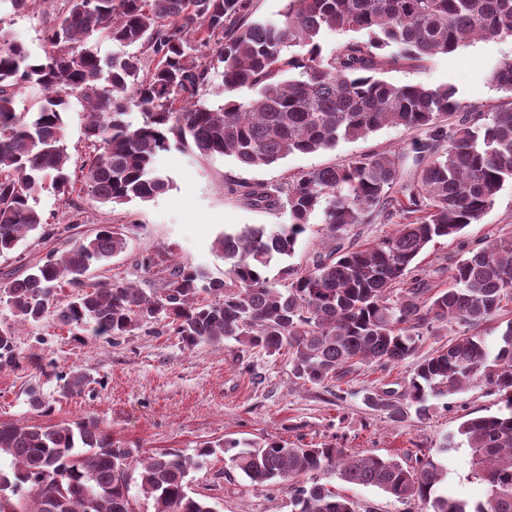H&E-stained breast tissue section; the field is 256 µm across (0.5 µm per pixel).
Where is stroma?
<instances>
[{"label":"stroma","instance_id":"1","mask_svg":"<svg viewBox=\"0 0 512 512\" xmlns=\"http://www.w3.org/2000/svg\"><path fill=\"white\" fill-rule=\"evenodd\" d=\"M55 16L53 5L42 0L27 12L0 7V29L18 37L33 55L44 56L45 30ZM512 61V36L493 41L476 40L448 54L421 63L389 66L385 80L396 84H421L454 88L461 105L491 111L512 100V93L492 84L488 75L499 63ZM64 143L72 157H85L90 143L85 136L87 108L70 98L63 114ZM420 131L385 127L368 137L340 142L336 148L311 154H292L278 163L246 167L233 158L197 159L173 149L157 162L170 180L169 188L147 202L111 208L74 192L70 201L41 190L37 209L60 234L42 239L28 234L15 251L0 256V283L24 271L52 252H63L75 240L102 224H138L128 248L96 271V279L122 280L145 291L159 286L156 276L145 273L142 254L167 248L177 262L204 269L210 277L223 278L227 266L213 246L223 231L247 224H283L287 215L257 210L228 192L227 181L238 180L278 185L303 170L338 167L374 152H401L420 138ZM512 235V182H506L494 205L478 223L465 228L461 237L431 243L417 258L414 275L435 293L451 283L450 273L469 250L495 238ZM326 228L309 225L292 256L272 261L266 276L276 285L287 282L286 270L300 273L313 257L324 251ZM0 329L13 331L15 364L0 365V421L29 424L95 421L114 439L140 453L176 449L193 455L205 444L227 440L261 443L277 440L288 444H332L367 455L392 457L402 453L438 451L448 469V492L471 499L483 498V485L470 476V451L453 448L439 452L443 438L456 432L467 418L496 412L501 396L481 384L444 399L430 400L425 419L409 416L402 424L391 423L363 402L366 390L379 383L402 390L418 360L457 336L469 326L448 322L424 332L413 357L381 372L362 367L349 375L341 392L302 384L284 357L228 340L219 345L187 348L172 330L148 324L129 335L109 338L84 329H69L47 314L33 324H18L5 300L0 299ZM81 371L91 382L78 394L59 390L62 375ZM38 389L50 402L51 412L40 415L29 404L30 389ZM324 483L354 500L357 512H407L406 505L375 487L346 484L325 475ZM193 491L203 494L212 512H290L287 487L262 491L238 472H226L224 454L203 459L190 475Z\"/></svg>","mask_w":512,"mask_h":512}]
</instances>
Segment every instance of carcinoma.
Returning <instances> with one entry per match:
<instances>
[{"mask_svg":"<svg viewBox=\"0 0 512 512\" xmlns=\"http://www.w3.org/2000/svg\"><path fill=\"white\" fill-rule=\"evenodd\" d=\"M349 38L324 51L327 35ZM512 35V0H284L279 18L255 15L253 0H63L46 35L45 57L0 30V255L31 232L51 229L36 208L47 183L69 200L75 182L64 146L62 114L76 96L89 108L85 135L94 147L81 167L82 187L97 202L150 201L170 178L157 168L173 148L194 157L228 156L243 166H270L290 154L336 148L384 126L418 129L419 165L402 179L405 155L372 153L341 167L302 171L284 184L232 181L248 205L288 215L285 224L245 225L215 242L229 281L173 262L168 252L143 256L161 287L147 294L114 280L91 282L90 270L124 252L138 224H103L61 253H51L0 284L17 322L49 309L65 326L96 336H124L164 324L184 346L226 340L286 355L295 378L322 388L363 365L386 371L411 357L426 330L450 320L478 327L512 301V236L496 238L460 260L453 285L429 297L416 281L395 299L417 257L438 238H457L512 181V100L484 113L461 110L446 85H395L381 77L401 60L446 54L475 40ZM109 39L133 51L102 60L87 48ZM153 67L142 69L143 57ZM221 66L224 104L195 101ZM512 93V62L489 74ZM28 85L43 91L34 112L16 111ZM141 121L126 119L130 101ZM319 217L328 250L288 284L274 287L265 269L290 256ZM378 219L396 232L374 244L336 245L354 224ZM70 292L57 297V289ZM15 358L14 333L0 329V362ZM473 383L501 393L504 407L464 420L470 475L486 487L469 501L442 494L448 468L426 453L398 460L334 445L307 448L266 441L239 448L224 441L226 463L257 489L288 485L292 512H357L355 502L320 482L334 473L350 485L376 487L408 512H512V321L496 349L478 335L459 336L421 360L401 392L374 387L364 396L394 422L410 408L423 420L432 398ZM194 455L140 456L96 422L47 426L0 422V512H134L136 485L153 512H212L188 477Z\"/></svg>","mask_w":512,"mask_h":512,"instance_id":"1","label":"carcinoma"}]
</instances>
